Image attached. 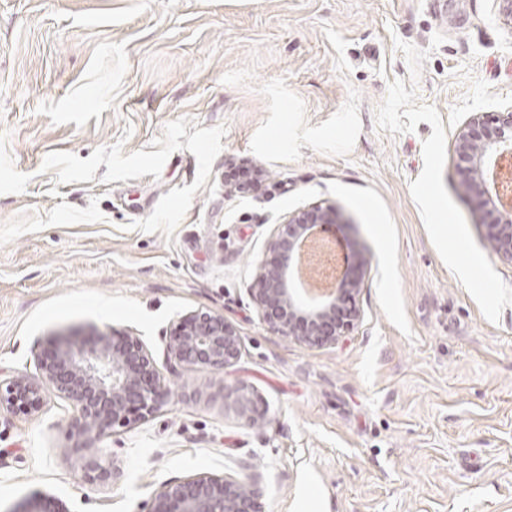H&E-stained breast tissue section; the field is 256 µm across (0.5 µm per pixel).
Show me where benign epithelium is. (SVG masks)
Instances as JSON below:
<instances>
[{
  "instance_id": "1",
  "label": "benign epithelium",
  "mask_w": 512,
  "mask_h": 512,
  "mask_svg": "<svg viewBox=\"0 0 512 512\" xmlns=\"http://www.w3.org/2000/svg\"><path fill=\"white\" fill-rule=\"evenodd\" d=\"M457 166L466 176V189L480 199L481 218L489 228V248L512 263V207L501 203L500 191L489 176L490 165L512 159V109L488 118L470 117L454 143ZM343 223L332 206H312L288 215L276 225L268 242L272 258L256 266L248 294L269 329L279 336L311 347L334 344L359 318L356 295L360 281L340 270L328 292L311 297L298 288L299 248L316 237L323 224ZM242 343L236 327L224 315L195 310L182 316L165 345L172 373L178 370L221 371L238 361ZM39 380L23 375L0 380V410L29 414L40 410L49 392L68 401L76 415L72 426L87 442L116 429H132L159 413L173 391L157 367L153 353L140 337L128 332H105L92 344L65 342L36 357ZM250 426L249 399L242 390L230 391ZM84 478L109 485L115 468L90 456L82 464ZM141 512H262L260 493L228 476L199 473L162 484Z\"/></svg>"
}]
</instances>
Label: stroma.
Returning <instances> with one entry per match:
<instances>
[{
	"instance_id": "35a3bbf8",
	"label": "stroma",
	"mask_w": 512,
	"mask_h": 512,
	"mask_svg": "<svg viewBox=\"0 0 512 512\" xmlns=\"http://www.w3.org/2000/svg\"><path fill=\"white\" fill-rule=\"evenodd\" d=\"M511 106L496 0H0V379L110 328L165 368L201 308L243 342L90 449L55 394L0 410V512H138L203 472L255 484L264 512H512V264L454 156L472 113ZM329 204L369 265L354 327L308 347L248 288L276 224ZM92 455L116 483L84 480Z\"/></svg>"
}]
</instances>
